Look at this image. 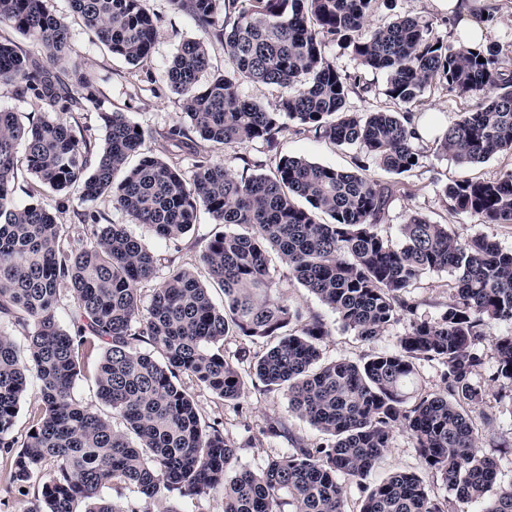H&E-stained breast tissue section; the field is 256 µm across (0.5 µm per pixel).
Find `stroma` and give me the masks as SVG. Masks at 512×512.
I'll return each mask as SVG.
<instances>
[{
    "instance_id": "1",
    "label": "stroma",
    "mask_w": 512,
    "mask_h": 512,
    "mask_svg": "<svg viewBox=\"0 0 512 512\" xmlns=\"http://www.w3.org/2000/svg\"><path fill=\"white\" fill-rule=\"evenodd\" d=\"M146 6L158 19L157 38L150 60L146 64L133 65L121 57L112 55L106 45L88 32L73 13L69 0H48L47 7L63 17L69 25L72 42V57L91 74L101 91L99 105L84 104L82 109L64 114V121L86 130L95 139L104 136L101 113L117 111L145 129L162 130L185 122L181 104L166 85L165 70L182 42L201 40L207 43L210 56V71L224 68V48L213 35L200 30L185 15L173 13L168 0H146ZM399 16L422 17L433 20L435 32L444 41L455 42L451 25L446 24V12L439 10L434 0H377L369 19L370 26H379ZM326 56L337 68L349 73H361V81L368 85V93L350 94L346 107L349 111L365 113L386 106L384 96L386 77L381 73L360 71L356 61L347 51L337 45H329ZM472 98L434 88L425 94L423 110L426 119L433 123V135H441L446 128L456 123L462 112L472 108ZM278 156H301L312 162L337 169H350L359 151L353 146H336L314 134L300 131L295 123H287L278 139ZM512 168V155L503 153L489 161L463 168L449 158L426 150L421 166L413 172L394 175L378 165H370L368 177L396 184L397 191L390 199L384 224L379 228L382 235L398 239L401 224L406 223L411 213L417 212L430 221L447 225L449 231L460 239L482 234L499 242L502 247L512 249V225L481 224L476 218L465 214H453L448 210V200L442 189L444 185L462 178L493 180L505 170ZM104 215L115 224H127L129 232L141 240L149 249L163 256H172L178 261L197 264L199 253L206 241L221 231L207 212H199L197 222L182 237L163 240L155 236L144 224H128L126 216L113 209L109 198L68 210L61 221L69 229L71 243L81 247L86 238L82 224L87 213ZM270 266L276 274L278 291L283 299L305 311L323 316L331 329L330 336L322 345L324 359L363 360L367 355L390 349L405 328L404 323L389 326L374 342L366 343L353 332L344 330L336 316L316 296L301 286L292 276L287 264L278 256H271ZM452 276L445 271H431L423 275L413 295L420 315L436 318L447 303ZM191 391L205 421L218 420L224 424V432L236 442L240 449L234 468L260 471L267 460L284 452L287 442L261 436L259 430L267 419L284 416L292 432L306 441H315L319 431L306 420L288 412V397L284 392H267L262 388H248L238 402L217 399L199 386ZM399 471L423 473L424 468L413 447L412 439L404 432L393 435L391 446L382 462L364 480L345 482L344 488L350 505H357L365 495L366 487L379 483L390 474ZM142 507L148 512H223L222 492H215L203 499L182 498L167 494L153 499H142Z\"/></svg>"
}]
</instances>
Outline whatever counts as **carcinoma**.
I'll return each mask as SVG.
<instances>
[{
	"label": "carcinoma",
	"instance_id": "1",
	"mask_svg": "<svg viewBox=\"0 0 512 512\" xmlns=\"http://www.w3.org/2000/svg\"><path fill=\"white\" fill-rule=\"evenodd\" d=\"M168 2L224 43L226 68L204 83L209 53L199 40L182 43L165 71L188 124L138 132L124 113L106 112L99 143L60 120L26 124L0 107V322L28 329L23 354L0 332V463L19 491L46 476L25 512H147L101 496L105 487L123 486L148 499L204 498L221 489L224 512H348L342 480L373 471L396 431L410 436L449 496H435L414 472H396L366 490L358 512H455L456 499L482 501L483 512H512V485L498 484L495 458L479 449L497 414L475 381L485 344L496 359L488 375L495 400L512 403V333H493L512 324V249L483 235L461 240L448 225L417 214L393 243L378 231L389 184L297 156L280 157L268 174L259 172L263 160L248 159L234 175L212 155L254 142L273 153L288 120L358 148L389 173L420 167L424 136L415 112L346 110L349 93L368 86L326 58L335 43L360 66L386 75L384 95L396 105L420 102L431 86L474 98L434 143L436 153L461 167L480 164L512 152V58L496 45L456 48L421 18L371 29L374 0ZM70 5L112 54L133 65L150 59L157 17L144 0ZM2 24L37 42L44 59L1 38L0 85L50 112L99 101L92 78L75 63L66 66L70 29L44 0H0ZM244 81L284 93L266 108L239 93ZM156 138L174 150L154 153L146 141ZM134 155L138 163L127 166ZM185 155L192 159L188 173ZM21 167L42 188L78 189L80 205L111 197L130 222L164 240L186 234L206 210L224 231L200 260L222 288L224 306H215L193 268L160 257L100 214H89L86 245L72 248L60 220L65 202L54 212L38 202L15 203ZM443 193L453 213L512 224V170L493 181L455 180ZM272 251L362 341L406 322L396 346L359 364L323 359L327 323L273 294ZM441 270L454 278L448 303L437 318L422 317L412 288ZM150 283L145 302L142 289ZM63 285L73 301L66 327L59 318ZM229 335L259 346L241 354L253 376L265 390L285 392L288 412L323 434L308 443L290 432L287 418H271L260 434L283 438L291 449L258 472L233 475L234 442L220 422L204 421L179 383L186 376L218 399L243 397L240 367L224 356ZM96 355L97 398L120 428L72 396L81 366ZM423 361L441 367L436 391L419 386ZM32 378L40 383L39 403L20 443L13 427ZM82 502L87 508L80 511Z\"/></svg>",
	"mask_w": 512,
	"mask_h": 512
}]
</instances>
